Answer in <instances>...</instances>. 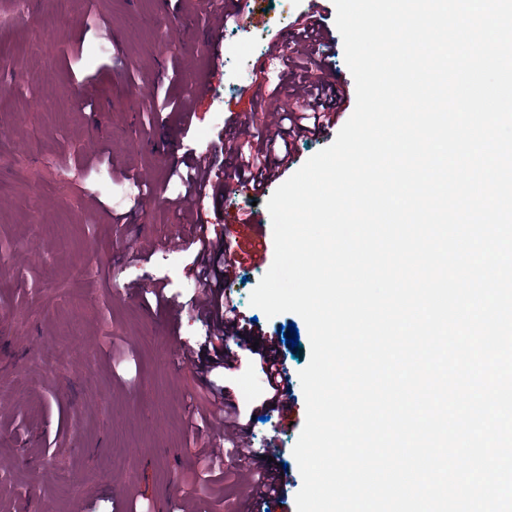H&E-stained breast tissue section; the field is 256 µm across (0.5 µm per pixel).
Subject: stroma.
I'll return each instance as SVG.
<instances>
[{
  "label": "stroma",
  "mask_w": 512,
  "mask_h": 512,
  "mask_svg": "<svg viewBox=\"0 0 512 512\" xmlns=\"http://www.w3.org/2000/svg\"><path fill=\"white\" fill-rule=\"evenodd\" d=\"M308 0H257L250 24H216L196 5L159 0H83L66 32L52 30L50 0H31L25 17L0 0V512H190L200 448H222L224 433L191 427L202 392L186 352L235 349L212 336L200 308L205 286L195 252L177 247L193 225L224 234L225 211L261 225L272 238L267 196L249 201L225 184L189 215L170 198V152H211L228 125L240 139L275 135L280 113L270 92L331 71L354 90L333 0L314 19L328 46L303 68L278 63L270 82L253 63L272 43H293L290 26ZM208 74L193 97L174 64ZM190 100L194 118L156 111L155 86ZM130 166L159 195L145 205L123 196L118 167ZM263 265L237 268L227 286L238 313L279 340L288 400L305 402L299 373L310 361L307 327L294 313L269 318L250 295ZM164 285L170 306L152 291ZM299 347H291V333ZM254 422L249 443L271 457L295 512L302 478L293 448L304 425ZM54 454L44 466L45 454Z\"/></svg>",
  "instance_id": "obj_1"
}]
</instances>
